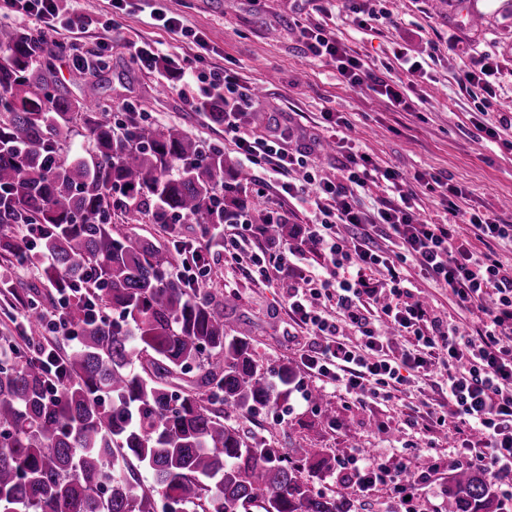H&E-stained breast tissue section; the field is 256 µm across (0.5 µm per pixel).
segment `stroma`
<instances>
[{
    "label": "stroma",
    "instance_id": "obj_1",
    "mask_svg": "<svg viewBox=\"0 0 512 512\" xmlns=\"http://www.w3.org/2000/svg\"><path fill=\"white\" fill-rule=\"evenodd\" d=\"M158 5L203 36L210 65L235 70L256 91L250 117L256 134H267L278 123L288 126L289 147L295 150L316 139L332 141L334 133H341L342 149L364 153L379 167L400 173L421 218L456 224L460 238L476 251L486 246L473 227L455 223L438 194L420 187L414 174L450 179L462 190L454 199L459 209L476 208L512 224V126L502 122L512 114V0H476L472 12L462 0H325L317 8L308 0H128L120 10L112 0H64V10L78 24L46 33L45 40L51 47L79 46L95 59L93 78L101 99L113 108V125L125 120L119 105L134 102L145 109L147 123L174 126L202 145L220 147L226 172L234 174L241 165L223 126L190 110L169 81L143 70L129 50L130 44L144 42L182 57L196 54L195 44L153 25L151 12ZM356 6L367 14L364 24L354 20ZM298 21L323 28L374 74L399 84L410 110L392 107L367 87H347L335 65L305 54L294 31ZM400 47L422 64V74L402 68L394 56ZM488 61L496 67L489 85L466 86L464 72L479 70ZM327 112L340 118L339 129L325 122ZM342 149L321 152L318 178H340ZM239 195L245 209L260 208L290 226L310 221L308 212L281 196L263 171L251 172ZM207 259L212 267L207 286L215 303L235 296L231 317L245 324L259 355L289 359L294 366L287 400L257 415L234 411L231 423L279 448L293 444L336 457L338 466L316 486L335 491L349 512H391L393 507L388 487L379 485L363 495L345 479L343 463L354 448L422 471L416 505L420 512H445L448 476L469 467L470 460L455 448L450 430L435 434L434 450L424 446L425 429L415 410L438 403L431 378L420 379L387 402L349 405L334 386L305 367L301 355L312 337L288 309L287 282L276 273L268 278L247 273L214 247ZM408 274L437 311L473 330V315L448 289L423 279L417 268H409ZM313 389L323 390L335 404L334 419H324L320 408L307 401Z\"/></svg>",
    "mask_w": 512,
    "mask_h": 512
}]
</instances>
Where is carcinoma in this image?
Segmentation results:
<instances>
[{"instance_id":"1","label":"carcinoma","mask_w":512,"mask_h":512,"mask_svg":"<svg viewBox=\"0 0 512 512\" xmlns=\"http://www.w3.org/2000/svg\"><path fill=\"white\" fill-rule=\"evenodd\" d=\"M51 55L30 31L0 27V227L40 226L27 244L0 234V258L37 265L70 295L80 336L49 373L51 355L33 341L42 309L3 277L28 314L24 344L0 336V512H343L314 484L333 458L250 437L219 408L257 413L285 399L292 364L260 362L208 289L175 275L169 247L114 234V210L190 219L206 234L227 221L242 202L224 183V153L175 127L116 135L98 85L77 72L73 96ZM197 111L224 123L222 101ZM74 126L89 141L81 154L68 142ZM252 220L271 241L287 232L261 211ZM447 496L448 512L500 510L480 467L455 472Z\"/></svg>"}]
</instances>
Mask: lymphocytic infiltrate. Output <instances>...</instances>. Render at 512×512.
Returning a JSON list of instances; mask_svg holds the SVG:
<instances>
[{"mask_svg": "<svg viewBox=\"0 0 512 512\" xmlns=\"http://www.w3.org/2000/svg\"><path fill=\"white\" fill-rule=\"evenodd\" d=\"M0 6L42 29L70 21L59 0H0ZM297 33L305 53L334 60L350 87L369 84L393 107L409 110L397 84L375 75L323 29L301 26ZM134 52L142 67L159 70L164 78L177 75L179 86L223 96L224 134L235 142L242 161L264 170L283 193L311 207L314 219L305 229L304 244L290 245L279 257L291 276L288 308L316 337L303 355L308 370L330 378L337 391L363 405L390 400L402 386L443 368L444 399L422 413L428 431L451 427L462 434V454L512 499V266L495 252L474 251L453 225L418 219L410 193L397 185L398 173L380 169L366 155L346 153L341 179L317 181L312 150H287V129L277 127L260 137L248 130L254 93L231 70L210 68L200 54L171 59L148 44L135 45ZM299 169L302 183L289 181ZM384 181L393 183L392 193L382 199L376 216H368L360 193ZM409 264L476 312L472 333H461L454 321L416 297L405 274ZM325 300L334 303L337 321L324 317L320 304ZM346 324L355 329L358 342L344 336ZM348 480L365 494L379 484L390 486L399 512H413L409 497L419 477L405 462L367 458Z\"/></svg>", "mask_w": 512, "mask_h": 512, "instance_id": "1", "label": "lymphocytic infiltrate"}]
</instances>
